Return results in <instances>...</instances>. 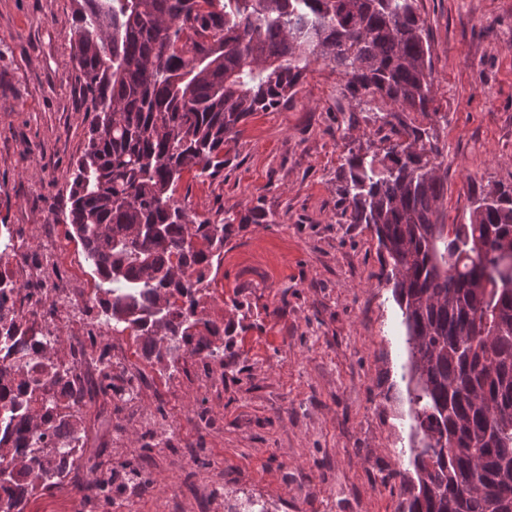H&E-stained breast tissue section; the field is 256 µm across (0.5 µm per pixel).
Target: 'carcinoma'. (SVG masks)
Segmentation results:
<instances>
[{"label":"carcinoma","mask_w":512,"mask_h":512,"mask_svg":"<svg viewBox=\"0 0 512 512\" xmlns=\"http://www.w3.org/2000/svg\"><path fill=\"white\" fill-rule=\"evenodd\" d=\"M417 0H80L75 60L93 112L70 172L69 221L96 278L107 330L143 358L179 353L224 366V322L204 317L214 265L237 219L199 220L174 194L185 173L224 171V144L255 112L288 101L321 60L357 103L380 111L383 158L345 159L350 223L386 243L387 280L406 327L410 402L421 446L403 479L407 512H512V187L474 203L468 224L438 223L444 183L430 161V45ZM241 224L272 223L256 212ZM31 292L0 273V490L6 512L70 482L89 426L83 408L134 400L135 377L106 348L64 339L17 307ZM147 486L105 470L93 496Z\"/></svg>","instance_id":"obj_1"}]
</instances>
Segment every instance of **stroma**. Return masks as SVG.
Segmentation results:
<instances>
[{"label":"stroma","mask_w":512,"mask_h":512,"mask_svg":"<svg viewBox=\"0 0 512 512\" xmlns=\"http://www.w3.org/2000/svg\"><path fill=\"white\" fill-rule=\"evenodd\" d=\"M76 0H0V225L21 244L20 282L91 293L94 275L69 224L68 172L92 115L73 58ZM431 49V129L441 152L439 221L466 224L474 201L512 186V0H417ZM312 63L295 94L257 112L229 141L213 179L184 174L175 196L198 218L253 208L270 224H233L205 300L234 325L223 365L141 357L129 333L112 357L146 379L140 402L90 405L87 456L139 457L153 428L173 441L139 457L146 492L89 506L94 473L36 496L26 512H227L243 494L271 512H402L413 420L406 331L371 226L348 221L338 174L349 153L383 154L372 113ZM224 489L223 497L210 493Z\"/></svg>","instance_id":"obj_1"}]
</instances>
